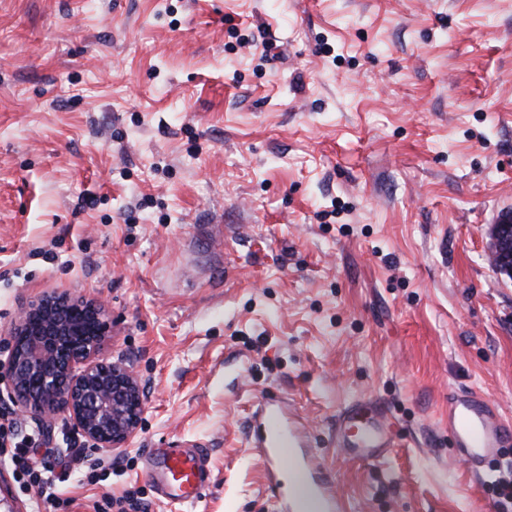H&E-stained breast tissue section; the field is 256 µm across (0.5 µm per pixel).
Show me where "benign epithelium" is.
<instances>
[{
    "instance_id": "benign-epithelium-1",
    "label": "benign epithelium",
    "mask_w": 512,
    "mask_h": 512,
    "mask_svg": "<svg viewBox=\"0 0 512 512\" xmlns=\"http://www.w3.org/2000/svg\"><path fill=\"white\" fill-rule=\"evenodd\" d=\"M492 270L512 279V212L502 213L489 231ZM95 320L94 338L70 356L63 355L79 323L74 306ZM112 332L106 311L94 301L56 290L28 302L11 329V349L0 368L8 377L13 404L42 422L59 415L95 448H123L135 437L144 404L134 372L101 357Z\"/></svg>"
}]
</instances>
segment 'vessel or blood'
Returning a JSON list of instances; mask_svg holds the SVG:
<instances>
[{
	"label": "vessel or blood",
	"mask_w": 512,
	"mask_h": 512,
	"mask_svg": "<svg viewBox=\"0 0 512 512\" xmlns=\"http://www.w3.org/2000/svg\"><path fill=\"white\" fill-rule=\"evenodd\" d=\"M373 416L357 424L360 408L347 406L336 418L334 444L347 459L366 464L384 461L394 446L390 417L379 402H372ZM254 446L265 465L266 489L277 512H297L295 501L286 499L280 483V464L290 458L294 470L302 474L319 504L320 512H337L341 497L323 472L302 431L289 424L286 401L275 393L258 403ZM448 432L458 458L474 469L486 463L502 464L506 445L512 444V427L499 410L480 392H456L448 396ZM162 469L147 468L146 475L159 499L180 505L199 501L212 484L207 454L203 448L168 447L156 449Z\"/></svg>",
	"instance_id": "vessel-or-blood-1"
}]
</instances>
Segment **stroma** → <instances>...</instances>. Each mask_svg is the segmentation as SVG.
<instances>
[{
    "mask_svg": "<svg viewBox=\"0 0 512 512\" xmlns=\"http://www.w3.org/2000/svg\"><path fill=\"white\" fill-rule=\"evenodd\" d=\"M512 0H0V347L64 289L112 321L144 412L96 449L72 512H274L250 446L288 394L343 512H499L454 457L448 394L512 419ZM373 398L396 445L344 459ZM205 446L198 504L159 500L151 449ZM489 259L492 270L512 279V212H503L490 231ZM363 405L372 408L373 416L365 425H358L354 419ZM334 444L346 459L366 464L384 461L394 448V434L386 408L374 400L347 406L336 418ZM136 492H127L120 497H112V495L105 494L101 500L93 504L95 512H141L145 509L146 505L141 502Z\"/></svg>",
    "mask_w": 512,
    "mask_h": 512,
    "instance_id": "35a3bbf8",
    "label": "stroma"
}]
</instances>
